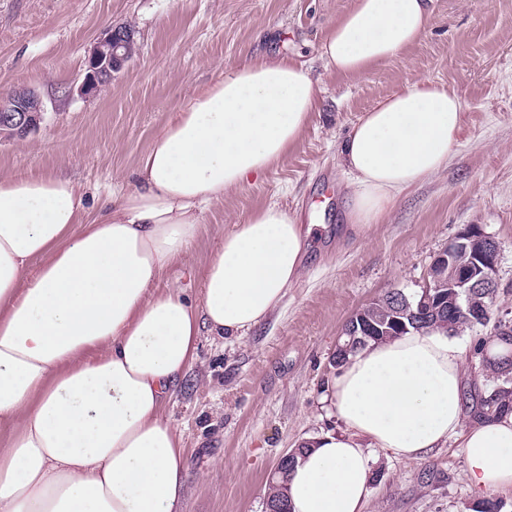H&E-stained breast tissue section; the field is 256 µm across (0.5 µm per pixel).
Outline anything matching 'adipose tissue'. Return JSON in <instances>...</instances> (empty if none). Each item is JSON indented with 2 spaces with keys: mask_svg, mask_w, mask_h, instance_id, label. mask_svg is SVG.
Returning <instances> with one entry per match:
<instances>
[{
  "mask_svg": "<svg viewBox=\"0 0 512 512\" xmlns=\"http://www.w3.org/2000/svg\"><path fill=\"white\" fill-rule=\"evenodd\" d=\"M433 0H354L320 46L359 76L418 43ZM321 89L303 65L223 71L163 125L135 182L98 210L52 176L0 177V512H182L189 477L165 406L201 328L240 338L302 271L304 237L276 203L225 234L200 301L158 289L201 217L294 147ZM462 104L425 81L378 101L342 145L349 220L365 233L389 204L448 164ZM464 353L441 331L367 346L329 388L344 424L312 438L286 485L290 512H364L369 448L412 460L458 442L473 487H512V413L464 425Z\"/></svg>",
  "mask_w": 512,
  "mask_h": 512,
  "instance_id": "adipose-tissue-1",
  "label": "adipose tissue"
}]
</instances>
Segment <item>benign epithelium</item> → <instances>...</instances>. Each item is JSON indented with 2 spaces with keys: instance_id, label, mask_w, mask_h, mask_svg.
<instances>
[{
  "instance_id": "7a95c632",
  "label": "benign epithelium",
  "mask_w": 512,
  "mask_h": 512,
  "mask_svg": "<svg viewBox=\"0 0 512 512\" xmlns=\"http://www.w3.org/2000/svg\"><path fill=\"white\" fill-rule=\"evenodd\" d=\"M134 32L129 27H114L100 38L85 62L84 78L78 87L83 96H94L112 84L114 74L121 71L135 56ZM44 118L41 98L29 89H17L0 96V139L24 138L39 129ZM500 246L481 227L464 228L448 247L433 259L423 286V295L412 309L403 296L399 300L405 308L407 321L400 322V329L411 330L417 325L422 312L428 310L436 316V324L448 331V310L467 309L481 317L491 314L500 294L512 290L500 287L498 280ZM450 293L439 294L443 286Z\"/></svg>"
}]
</instances>
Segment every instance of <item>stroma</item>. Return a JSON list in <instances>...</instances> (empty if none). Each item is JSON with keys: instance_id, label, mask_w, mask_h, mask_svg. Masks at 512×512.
Segmentation results:
<instances>
[{"instance_id": "1", "label": "stroma", "mask_w": 512, "mask_h": 512, "mask_svg": "<svg viewBox=\"0 0 512 512\" xmlns=\"http://www.w3.org/2000/svg\"><path fill=\"white\" fill-rule=\"evenodd\" d=\"M352 0H0V95L27 88L45 108L39 129L0 140V175L70 180L90 206L132 185L153 135L220 72L264 56L305 63L322 94L296 146L254 182L206 211L186 261L163 284L201 297L206 264L224 234L276 202L310 226L302 275L282 305L239 339L201 332L197 360L165 415L183 433L190 479L183 512H264L283 453L339 433L326 399L347 320L398 288L424 284L434 257L466 225L500 244L498 278L512 311V0H433L426 37L361 76L325 70L320 42ZM138 51L109 87L77 92L95 43L116 26ZM430 80L453 89L462 132L448 165L407 190L363 235L346 219L340 149L379 99ZM365 512H474L512 489L483 494L456 442L407 461L382 449Z\"/></svg>"}]
</instances>
